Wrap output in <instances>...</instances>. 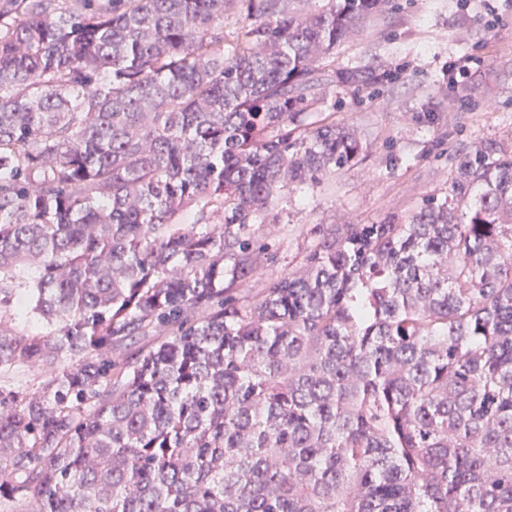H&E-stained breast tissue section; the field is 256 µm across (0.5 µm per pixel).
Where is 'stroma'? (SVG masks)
Masks as SVG:
<instances>
[{"mask_svg": "<svg viewBox=\"0 0 512 512\" xmlns=\"http://www.w3.org/2000/svg\"><path fill=\"white\" fill-rule=\"evenodd\" d=\"M390 0L320 66L323 117L354 127L360 162L290 185L261 234L277 270L300 266L323 224L401 222L424 195L447 193L452 158L477 144L512 147V0ZM479 67L450 77L448 65Z\"/></svg>", "mask_w": 512, "mask_h": 512, "instance_id": "obj_1", "label": "stroma"}]
</instances>
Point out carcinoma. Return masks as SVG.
Segmentation results:
<instances>
[{
    "label": "carcinoma",
    "mask_w": 512,
    "mask_h": 512,
    "mask_svg": "<svg viewBox=\"0 0 512 512\" xmlns=\"http://www.w3.org/2000/svg\"><path fill=\"white\" fill-rule=\"evenodd\" d=\"M291 2L0 0L9 512H512V150L272 273L274 198L362 149L319 63L387 0Z\"/></svg>",
    "instance_id": "cac0c4a2"
}]
</instances>
